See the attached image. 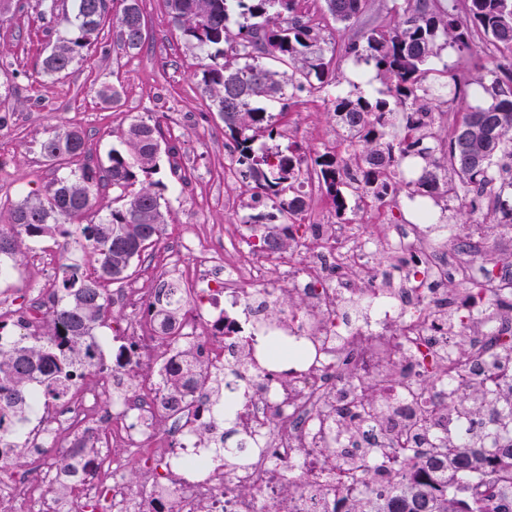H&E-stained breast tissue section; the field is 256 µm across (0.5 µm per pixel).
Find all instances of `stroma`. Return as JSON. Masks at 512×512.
Here are the masks:
<instances>
[{"instance_id": "1", "label": "stroma", "mask_w": 512, "mask_h": 512, "mask_svg": "<svg viewBox=\"0 0 512 512\" xmlns=\"http://www.w3.org/2000/svg\"><path fill=\"white\" fill-rule=\"evenodd\" d=\"M320 18L333 46L343 47L358 27L390 25L396 19L392 0H367L358 26H343L324 17L322 0H305ZM146 20L141 49L125 48L111 24H104L95 46L74 63L67 75L45 78L39 73L42 58L54 45L57 29L40 16V0H9L0 11V82H9L11 94L0 114V214L28 192L42 190L65 176V169L45 159L40 143L55 126L68 125L85 134L87 157L103 160L120 144V134L131 119L151 118L161 123L177 143L175 160H161L155 175L158 190L167 199L171 221L163 235L171 237L189 224L219 229L242 221L240 213L225 209V199L246 187L241 176L225 177L224 124L209 111L198 84L197 52L168 22L164 0H141ZM507 50L488 48L462 56L443 51L435 68H448L462 82L491 79ZM115 87L120 96L108 100L98 94L101 86ZM288 123L295 140L313 151L327 150L336 135V121L319 95L298 94L288 108ZM405 193L384 204L383 219L364 215L350 205L343 223L357 226L364 237L382 238L387 222H401L410 214ZM64 251L47 238L23 246L14 262L13 275L4 288L14 298L29 295L37 281L53 282L63 263Z\"/></svg>"}]
</instances>
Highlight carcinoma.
Returning a JSON list of instances; mask_svg holds the SVG:
<instances>
[{
	"instance_id": "carcinoma-1",
	"label": "carcinoma",
	"mask_w": 512,
	"mask_h": 512,
	"mask_svg": "<svg viewBox=\"0 0 512 512\" xmlns=\"http://www.w3.org/2000/svg\"><path fill=\"white\" fill-rule=\"evenodd\" d=\"M71 2V14L61 18L57 0H40L42 19L64 27L41 61L43 76L67 73L97 40L102 23L114 16L112 0ZM121 2L114 16L118 38L123 46L139 49L145 28L140 0ZM165 7L171 24L201 54L199 82L209 110L224 123L240 175L270 207L247 217L248 224L264 225L255 248L276 253L293 247L305 206L302 188L310 180L317 179L342 215L350 192L378 202L382 192H397L393 169L413 203L419 197L442 198L485 220L500 213L512 221V205L504 199L512 189V67L502 66L488 83L477 81L471 94L447 70L432 67L447 48L468 54L488 45L512 50V25L501 24L504 14H512V0H470L463 18L443 0H403L402 15L392 27L369 28L345 49V55L373 68L386 85L385 98L359 92V84L344 75L325 26L308 14L303 0H165ZM325 7L348 26L359 19L365 0H325ZM343 81L356 89L331 99L337 130L348 141L344 152L312 153L297 143L283 151L262 143L281 137V127L261 102L281 104L284 117L296 93L319 94ZM470 95L484 102L473 106ZM448 103L461 111L452 134L444 136L436 130L433 106ZM472 127L497 130L495 152L486 163H474L467 154L464 129ZM84 145L81 130L62 125L40 147L45 158L64 166L84 153ZM163 154H176L175 140L158 121L135 118L107 162L89 160L9 209L7 223L0 225V257L16 258L25 240L59 236L78 253L92 242L95 265L88 269L77 257L61 265L62 275L52 284V310L35 326L20 321L19 329L8 333L0 321V426L25 419L32 388L56 402L78 381L103 370L95 360L101 348L96 330L109 308V286L133 275L134 264L148 256L169 223V210L152 180ZM108 185L112 211L97 220L95 199ZM187 303L177 283L164 281L147 313L166 318ZM267 352L273 364L300 357L277 336L270 338ZM207 369L197 360L176 364L165 381L166 393L178 399L183 381ZM488 394L473 381L448 403V412L457 404L466 407L471 425L492 447L473 444L427 453L407 472L389 476L382 489L376 487L375 471L366 468L364 491L343 500L337 512H512V430L492 428L484 420L490 406L512 405V387L498 391L494 400ZM27 455L19 440L0 447V470ZM94 456L95 449L78 443L64 455L68 475L86 468ZM474 475L488 480L482 498L469 492Z\"/></svg>"
}]
</instances>
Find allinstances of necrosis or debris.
I'll list each match as a JSON object with an SVG mask.
<instances>
[{"mask_svg": "<svg viewBox=\"0 0 512 512\" xmlns=\"http://www.w3.org/2000/svg\"><path fill=\"white\" fill-rule=\"evenodd\" d=\"M249 228L228 224L215 236L200 225L162 242L146 268L112 297L127 316L124 328L151 373L137 386L113 393L111 378L86 382L52 405L24 435L30 449L69 448L84 441L97 451L86 472L59 493L62 462L45 459L0 482V512H263L265 501L288 499V512H335L341 500L361 492L368 459L383 472L445 448L472 442L465 416L449 415L448 403L472 378L489 389L512 385V269L497 266L481 235L437 230L425 221L388 227L385 239L355 242L350 225L312 224L299 247L268 254L247 245ZM489 280L494 301L476 303L454 289L456 276ZM176 277L189 305L168 323L143 319L152 300L151 281ZM303 295L304 310L291 305ZM223 298L239 307L225 317L224 333L199 336L203 302ZM272 309L262 329L246 331L243 320L258 306ZM277 334L306 347L283 377L261 365L263 337ZM437 340L433 361L438 387L422 391L426 371L419 342ZM236 339L251 370L244 385L222 389V404L240 441H260L263 451L233 471L206 451V416L197 415L194 392L171 408L163 380L173 362L207 349L215 371L224 367V343ZM375 381L382 399L352 422L337 419L339 404L355 397L361 383ZM112 417V434L97 424ZM373 429L371 447L361 434ZM141 458L140 489L125 480V455Z\"/></svg>", "mask_w": 512, "mask_h": 512, "instance_id": "obj_1", "label": "necrosis or debris"}]
</instances>
